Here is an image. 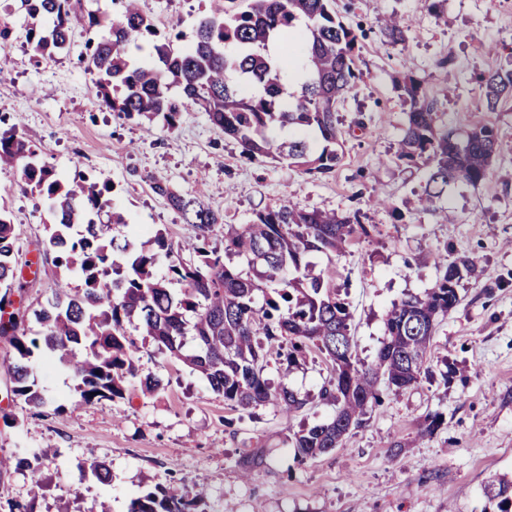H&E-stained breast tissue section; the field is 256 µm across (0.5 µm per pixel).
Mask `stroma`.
Instances as JSON below:
<instances>
[{
  "label": "stroma",
  "mask_w": 512,
  "mask_h": 512,
  "mask_svg": "<svg viewBox=\"0 0 512 512\" xmlns=\"http://www.w3.org/2000/svg\"><path fill=\"white\" fill-rule=\"evenodd\" d=\"M142 7L159 25L189 34L209 2L142 0ZM334 8L358 35L360 77L338 105L344 158L327 176L244 157L203 112L184 114L170 130L99 108L97 75L81 57L82 23L90 11L115 15L112 0H75L71 44L53 57L0 38V114L59 174L78 169L113 183L112 206L127 218L111 230L120 242L146 245L142 224L176 245L194 238V226L153 192L156 179L181 195L201 194L223 214L210 239L218 250L225 225L287 202L358 216L366 232L346 252L310 260L318 270L335 266L356 352L367 363L392 304L435 285L439 253L475 260L458 281L459 306L435 333L426 375L384 394L341 447L303 460L295 433L335 410L319 396L330 366L318 351L291 368L267 359L272 387L309 399L290 416L271 405H226L200 373L148 340L138 343L139 378L123 398L79 408L69 370L52 353L35 352L30 367L46 402L34 407L7 395L12 349L0 338V457H45L37 488L27 471L0 470V512L20 504L30 512H97L103 500L111 512H128L133 498L158 487L193 499L198 512H484V484L512 477V100L487 111L480 86L482 75L512 68V0H335ZM391 14L406 24L405 43L382 40L380 21ZM406 75L435 102L439 127L463 136L489 126L501 144L486 179L445 189L438 204L453 216L446 224L418 206L430 161L398 156L410 108L400 88ZM18 182L16 171L0 170L14 256L26 268L10 300L34 309L61 275L41 252L49 202ZM376 195L388 207H372ZM146 376L161 379V388L143 392ZM429 413L442 416L430 436L420 432ZM97 462L107 465L109 482L97 479Z\"/></svg>",
  "instance_id": "1"
}]
</instances>
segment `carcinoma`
Segmentation results:
<instances>
[{
  "mask_svg": "<svg viewBox=\"0 0 512 512\" xmlns=\"http://www.w3.org/2000/svg\"><path fill=\"white\" fill-rule=\"evenodd\" d=\"M25 12V39L35 51L51 57L70 42L72 0H16ZM121 9L109 21L87 15L85 49L97 71L95 97L100 105L128 117L160 119L169 129L185 112H205L224 135L237 140L247 158L287 162L311 176L333 172L343 157L337 104L359 79L358 36L331 8L332 0H214L191 40L173 27L163 31L141 7V0H117ZM233 3L230 10L226 4ZM305 33L300 61L289 68L269 46ZM383 41H405V26L385 19ZM152 45L154 58L133 65L132 44ZM259 88L250 93L232 83L229 74ZM483 103L493 112L512 99V69L481 77ZM180 89L174 96L170 90ZM403 91L411 103L400 157L423 154L433 170L421 198L431 210L435 199L456 181L484 180L500 149L493 128L482 126L459 140L437 130L435 103L410 79ZM312 132L320 146L304 138L279 139L277 129ZM0 167L14 169L21 188L50 201L54 223L44 253L54 264L82 277L74 292L59 282L51 297L32 311L40 331L33 334L25 315L0 319V336L13 349L7 366L11 393L39 406L43 397L31 378L28 362L45 347L73 374L77 404L121 398L137 376L136 346L125 324L136 328L161 351L200 372L211 389L234 408L272 404L288 413L307 400L286 387L274 390L263 377L264 362L274 354L292 367L315 349L332 368L320 397L336 405L322 424L294 435L303 458L340 447L359 426L382 391H405L419 382L426 353L440 323L457 308L459 267L470 260L439 265L434 287L411 294L392 306L383 321L384 341L376 360L366 365L351 336L350 315L336 293V270L310 274L312 252L336 254L366 233L355 217L284 204L256 213L247 224H226L201 197L186 198L160 181L153 191L190 216L195 241L174 247L160 231L149 251L107 237L108 225L95 217L112 207L113 185L82 171L62 179L40 162L15 128L0 129ZM224 225V253L242 259L244 267L224 263L208 250L213 227ZM14 224L0 203V288L17 279ZM125 255L124 262L114 253ZM168 259L167 276H155L160 257ZM196 348L185 350L186 338ZM496 512H512V480L498 478L484 486ZM129 512H195V502L166 492L150 491L131 501Z\"/></svg>",
  "mask_w": 512,
  "mask_h": 512,
  "instance_id": "obj_1",
  "label": "carcinoma"
}]
</instances>
